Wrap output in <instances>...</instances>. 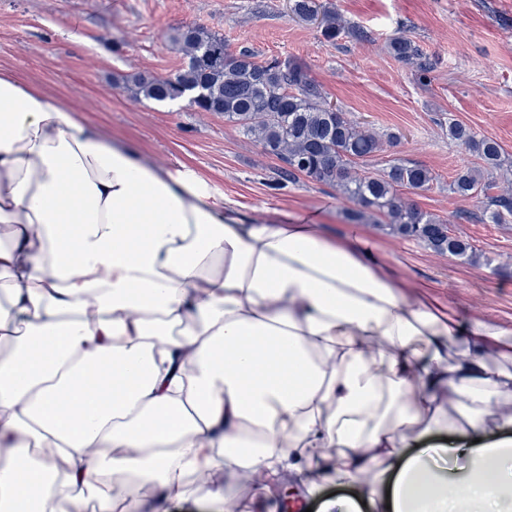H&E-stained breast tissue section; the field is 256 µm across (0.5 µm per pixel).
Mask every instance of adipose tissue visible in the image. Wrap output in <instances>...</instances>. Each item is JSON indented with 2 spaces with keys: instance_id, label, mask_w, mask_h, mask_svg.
<instances>
[{
  "instance_id": "adipose-tissue-1",
  "label": "adipose tissue",
  "mask_w": 512,
  "mask_h": 512,
  "mask_svg": "<svg viewBox=\"0 0 512 512\" xmlns=\"http://www.w3.org/2000/svg\"><path fill=\"white\" fill-rule=\"evenodd\" d=\"M0 341V512H165L214 470L256 475L260 510L286 483L356 481L388 486L389 512H499L512 331L460 323L364 237L257 219L7 72ZM448 432L479 474L405 456Z\"/></svg>"
}]
</instances>
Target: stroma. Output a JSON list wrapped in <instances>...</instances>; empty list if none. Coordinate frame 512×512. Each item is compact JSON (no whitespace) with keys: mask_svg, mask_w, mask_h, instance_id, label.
<instances>
[{"mask_svg":"<svg viewBox=\"0 0 512 512\" xmlns=\"http://www.w3.org/2000/svg\"><path fill=\"white\" fill-rule=\"evenodd\" d=\"M328 3L347 27L333 41L289 18L287 0H0V72L77 108L82 120L134 142L155 163L173 170L191 165L256 217L317 212L326 231L341 237L352 223L350 204L336 189L279 180L280 161L223 117L184 101L138 99L123 84L137 72L181 69L184 55L169 35L192 25L223 35L230 54L246 50L259 62L305 65L330 103L361 127L398 136L355 173H378L396 160L431 169L429 189L404 190V199L443 218L459 213L451 230L474 250L468 260L441 255L364 221L385 263L400 277L434 282L462 319L512 330V223L474 220L476 201L449 192L457 171L480 160L444 128L452 118L497 140L509 165L494 172L495 191L512 193V0ZM397 36L419 47L431 63L427 73L416 74L388 53Z\"/></svg>","mask_w":512,"mask_h":512,"instance_id":"stroma-1","label":"stroma"}]
</instances>
